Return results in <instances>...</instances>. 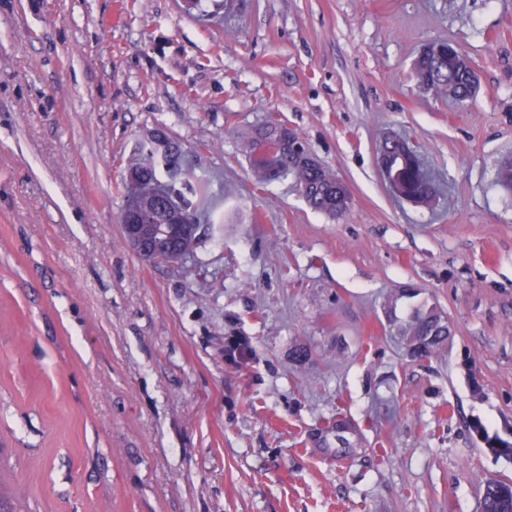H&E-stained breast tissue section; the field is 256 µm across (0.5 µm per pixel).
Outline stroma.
<instances>
[{"mask_svg": "<svg viewBox=\"0 0 512 512\" xmlns=\"http://www.w3.org/2000/svg\"><path fill=\"white\" fill-rule=\"evenodd\" d=\"M477 72L461 107L413 67ZM284 120L352 191L339 219L258 183L241 134ZM164 131L211 184L191 258L119 216ZM421 144L441 205L395 201L377 148ZM512 0H0V485L18 512H478L512 480ZM447 317L415 360L384 309ZM250 350L228 361L230 339ZM349 431L339 444L332 418ZM414 63L418 82L424 83L436 98L448 99L464 106L478 89L471 60L456 44L437 40L428 43ZM500 483L505 484L509 482L497 480L486 482L481 501V512H512V504L500 494Z\"/></svg>", "mask_w": 512, "mask_h": 512, "instance_id": "stroma-1", "label": "stroma"}]
</instances>
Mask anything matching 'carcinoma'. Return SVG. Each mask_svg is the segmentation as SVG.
<instances>
[{"mask_svg":"<svg viewBox=\"0 0 512 512\" xmlns=\"http://www.w3.org/2000/svg\"><path fill=\"white\" fill-rule=\"evenodd\" d=\"M418 82L435 97L448 99L463 106L478 89L477 77L471 60L456 44L437 40L421 53L414 63ZM275 131L271 126L244 135L245 149L251 168L263 184L280 178H292L308 205L329 217H342L350 204H339V185L336 175L322 163L309 165L297 157L310 153L305 143L295 154L275 152L272 157L258 162L253 150L258 141L271 139ZM407 144L399 138L386 140L382 149L397 161V175L392 193L398 200L406 197L418 205H431L438 195L434 181L426 174L418 149L405 150ZM497 184L512 191V157L501 161L495 170ZM202 182L190 180L186 153L181 144L167 138L152 143L143 141L127 165L126 202L124 209L141 214L153 225V261L180 262V256L195 247L197 237L181 243L167 237L169 223L179 219L199 225L210 220L211 214L200 207L196 198L204 194ZM397 335L423 345L417 359L432 355L448 338L447 318L436 307L426 302L413 308L409 319L394 320ZM500 482H486L481 501V512H512V503L505 500L499 489Z\"/></svg>","mask_w":512,"mask_h":512,"instance_id":"carcinoma-1","label":"carcinoma"}]
</instances>
